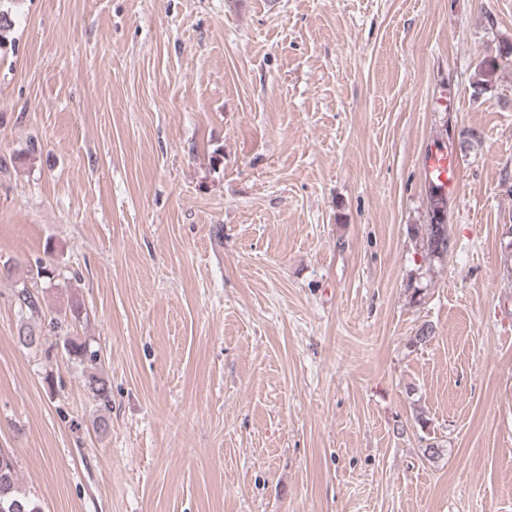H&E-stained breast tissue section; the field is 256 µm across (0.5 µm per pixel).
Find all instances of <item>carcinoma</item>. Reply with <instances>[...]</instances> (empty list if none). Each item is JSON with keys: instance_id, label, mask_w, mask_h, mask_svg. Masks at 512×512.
Segmentation results:
<instances>
[{"instance_id": "carcinoma-1", "label": "carcinoma", "mask_w": 512, "mask_h": 512, "mask_svg": "<svg viewBox=\"0 0 512 512\" xmlns=\"http://www.w3.org/2000/svg\"><path fill=\"white\" fill-rule=\"evenodd\" d=\"M497 68V58L490 57L482 61L477 73L475 85L480 87L489 82ZM428 222L414 225L410 228L411 234L421 237V248L429 260L441 261L448 256L450 247L448 235V196L442 188L428 183L427 188ZM16 305L21 316L30 318L48 319L45 329L35 330L30 326H22L18 330L19 342L27 347L42 344L43 337L59 336L63 338L64 350L76 357L94 360L97 354L87 344L78 341L69 334V325L66 320L50 315L45 310L42 297L27 287L21 288L15 294ZM86 387L92 397L107 408L110 404L109 390L106 382L96 374H90L86 379ZM16 461L12 453L0 449V512H41L37 502L30 496L19 492L16 486Z\"/></svg>"}]
</instances>
